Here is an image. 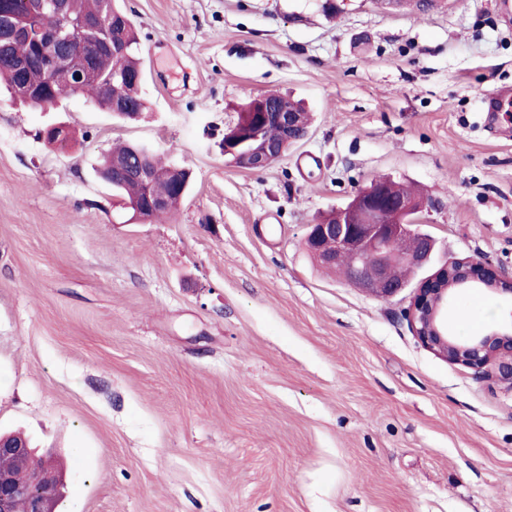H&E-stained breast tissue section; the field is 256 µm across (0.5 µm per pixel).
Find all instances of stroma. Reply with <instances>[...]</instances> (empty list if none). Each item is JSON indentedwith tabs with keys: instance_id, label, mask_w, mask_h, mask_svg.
<instances>
[{
	"instance_id": "35a3bbf8",
	"label": "stroma",
	"mask_w": 512,
	"mask_h": 512,
	"mask_svg": "<svg viewBox=\"0 0 512 512\" xmlns=\"http://www.w3.org/2000/svg\"><path fill=\"white\" fill-rule=\"evenodd\" d=\"M374 0H124L146 112L0 90V432L65 463L60 512H512V390L425 349L383 299L314 265L306 227L372 180L431 199L429 271L512 278V16ZM312 115L262 170L219 144L250 99ZM63 123L57 150L41 137ZM133 141L189 167L168 218L117 205L97 167ZM512 316L476 292L457 336Z\"/></svg>"
}]
</instances>
